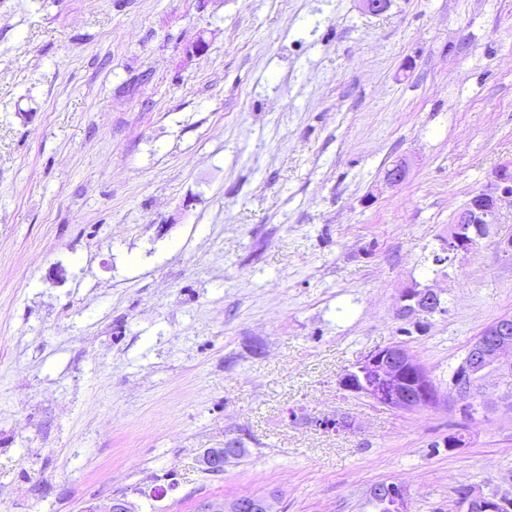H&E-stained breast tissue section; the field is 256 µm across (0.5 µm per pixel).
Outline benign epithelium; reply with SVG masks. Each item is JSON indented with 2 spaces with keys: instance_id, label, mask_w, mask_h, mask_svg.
<instances>
[{
  "instance_id": "obj_1",
  "label": "benign epithelium",
  "mask_w": 512,
  "mask_h": 512,
  "mask_svg": "<svg viewBox=\"0 0 512 512\" xmlns=\"http://www.w3.org/2000/svg\"><path fill=\"white\" fill-rule=\"evenodd\" d=\"M511 163L493 172L494 191L479 192L455 217L443 242L446 251L458 254L474 249L484 238L488 225L494 223L499 203L512 199V181L502 177ZM407 166L399 161L384 175V183L396 187L404 182ZM443 305L442 290L433 286H415L404 289L398 296L397 315L402 319L428 316ZM512 369V317L502 316L489 325L475 339L457 365L448 381V396L468 403L478 393L481 383L494 371ZM338 387L346 392L366 397L374 403L396 410L417 411L437 406L444 400L428 370L400 343H393L363 356L338 378ZM206 470L216 473L224 467V449L215 448L203 457ZM381 490L393 500L394 512H407L406 489L395 482H385ZM468 512H512V494L490 492L470 494L465 502ZM205 512H273L267 496L234 499L220 509L209 505Z\"/></svg>"
}]
</instances>
